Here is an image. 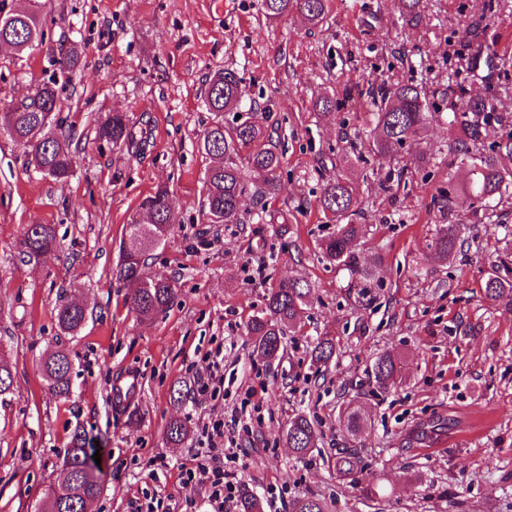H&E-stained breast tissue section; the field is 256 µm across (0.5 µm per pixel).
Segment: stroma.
<instances>
[{
    "label": "stroma",
    "instance_id": "obj_1",
    "mask_svg": "<svg viewBox=\"0 0 512 512\" xmlns=\"http://www.w3.org/2000/svg\"><path fill=\"white\" fill-rule=\"evenodd\" d=\"M41 3L44 45L28 55L0 47V106L48 79L60 49L78 47L62 94L77 166L63 181L42 176L0 132V339L14 376L0 401V512H34L78 426L99 443L106 486L89 512H130L131 501L146 498L160 501L158 512H208L205 488L184 489L180 475L206 416L226 419L239 480L263 512H288L308 496L328 512H512V310L484 294L493 262L512 250V197L497 207L498 223L465 215L468 244L448 261L432 259L440 219L432 201L466 177L452 163L453 132L437 123L424 141L360 166L358 221L367 231L356 253L376 260V280L354 288L318 249L334 228L318 208L321 188L366 141L378 87L413 81L441 110L449 89L463 88L498 117L488 142L512 132V0H426L413 23L399 0H327L316 25L297 13L266 20L260 0ZM473 24L475 37L465 33ZM221 69L242 78L283 153L281 191L266 216L227 226L205 223L200 212L209 164L200 141L214 120L202 90ZM323 94L337 102L328 119L314 107ZM112 112L146 125L147 145L96 139V119ZM422 152L432 163L411 167ZM400 167L404 185L388 187L386 173ZM160 187L180 222L149 251L147 271L173 280L178 293L143 323L112 270L131 215ZM31 224L55 226L56 255H20ZM288 278L311 281L313 295L302 328L286 332L284 357L269 364L254 356L245 324ZM62 297L86 309L77 335L58 327ZM329 330L336 355L318 369L309 346ZM59 345L72 359L67 401L48 393L38 367ZM219 346L223 398L174 404L170 388L186 379V365ZM386 350L407 367L382 392L370 366ZM131 370L142 378L140 396L115 405L112 383ZM349 407L366 421L355 435L345 427ZM299 412L321 432L302 458L284 439ZM179 417L190 433L174 445L166 428ZM343 448L360 460L345 480L330 463ZM372 479L383 494L367 499L360 488Z\"/></svg>",
    "mask_w": 512,
    "mask_h": 512
}]
</instances>
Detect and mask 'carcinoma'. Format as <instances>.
Masks as SVG:
<instances>
[{
  "mask_svg": "<svg viewBox=\"0 0 512 512\" xmlns=\"http://www.w3.org/2000/svg\"><path fill=\"white\" fill-rule=\"evenodd\" d=\"M326 0H262L261 11L268 20H277L293 12L301 13L310 23L320 21ZM45 32L40 13L35 8H22L0 14V43L18 53L28 52L44 41ZM204 103L216 120L203 133L201 150L210 158L203 177L202 210L210 224H241L245 215L265 209L267 199L275 197L281 186V153L273 142L268 127L249 118L233 125L224 124V113L241 109L245 96L242 81L233 71L219 70L206 77ZM61 86L51 80L38 85L16 105L0 113V130L26 148L28 165L55 179L73 173L75 157L69 146L70 129L59 108ZM370 121L374 124L373 139L365 145L373 156L389 155L406 141L426 132L434 120H444L461 137L455 140L454 158L469 168V177L456 188L433 200V207L445 223L436 225L432 239L433 255L446 260L465 242L467 225L458 222L464 212L480 203L483 211L494 210L490 202L503 196L512 185V136L486 151L482 148L486 125L498 119L487 110L481 98L466 95L462 89L448 93V111H430L427 90L417 84L398 82L383 89L373 102ZM95 136L114 146L138 144L135 124L124 112H114L97 124ZM363 154L346 161V171L329 180L319 197L323 214L334 221L335 229L318 242L322 257L345 267L352 282L365 287L377 275V264H359L355 247L365 234L364 225L354 223L361 213L358 164ZM143 223L126 224L128 242L121 243L116 279L129 288L130 306L142 321L153 319L175 298L174 282L151 276L146 271V254L155 245L166 241L177 217L171 208L168 192L160 188L141 204ZM57 249L55 228L50 224H31L20 241V254L26 257H48ZM485 295L499 305L512 309V257L499 259L484 282ZM312 288L303 279L282 281L270 289L265 308L249 318L247 335L254 343L255 355L263 360L276 359L284 351L285 329L299 323L305 314ZM60 330L74 334L86 320L85 309L61 300L56 307ZM5 346L0 342V396L13 385V374L6 361ZM336 354V337L326 332L318 337L310 351L316 367L327 365ZM39 369L46 387L53 395L68 399L72 394L71 359L69 352L59 348L40 361ZM403 362L393 351L378 355L373 361L371 377L379 390H387L402 380ZM187 421L174 419L167 426V440L178 444L188 435ZM288 447L301 458L317 447L319 432L305 414L288 422L285 435ZM93 447L85 431L75 429L71 446L60 467L53 486L38 505V512H83L84 503L104 490L102 473L93 460ZM358 456L345 451L336 454L334 469L341 479L352 476ZM258 498L246 484L240 486L236 512H260ZM290 512H325V505L316 497L295 499Z\"/></svg>",
  "mask_w": 512,
  "mask_h": 512,
  "instance_id": "1",
  "label": "carcinoma"
}]
</instances>
